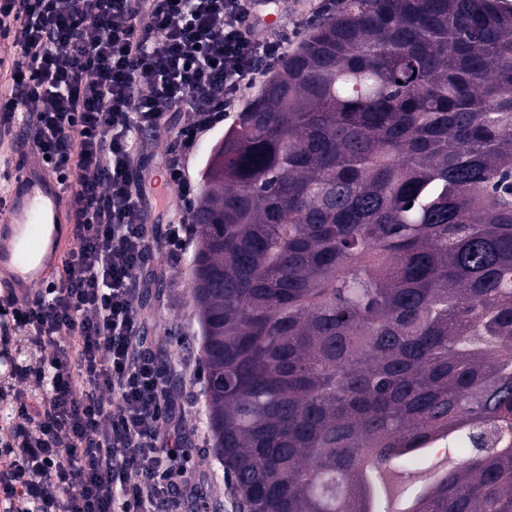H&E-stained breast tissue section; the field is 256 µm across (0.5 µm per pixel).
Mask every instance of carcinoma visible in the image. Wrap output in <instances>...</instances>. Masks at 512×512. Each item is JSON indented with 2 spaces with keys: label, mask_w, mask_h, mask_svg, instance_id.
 I'll return each instance as SVG.
<instances>
[{
  "label": "carcinoma",
  "mask_w": 512,
  "mask_h": 512,
  "mask_svg": "<svg viewBox=\"0 0 512 512\" xmlns=\"http://www.w3.org/2000/svg\"><path fill=\"white\" fill-rule=\"evenodd\" d=\"M210 154L193 224L207 427L247 512L470 448L418 512H512V10L339 0Z\"/></svg>",
  "instance_id": "carcinoma-1"
}]
</instances>
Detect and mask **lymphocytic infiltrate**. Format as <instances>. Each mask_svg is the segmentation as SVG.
<instances>
[{
  "label": "lymphocytic infiltrate",
  "instance_id": "1",
  "mask_svg": "<svg viewBox=\"0 0 512 512\" xmlns=\"http://www.w3.org/2000/svg\"><path fill=\"white\" fill-rule=\"evenodd\" d=\"M253 5L0 0V39L13 49L0 133L19 119L32 129L39 156L72 192L77 241L61 284L5 300L40 351L15 375L0 470L7 512H182L193 493L185 410L141 334L134 298L150 284L153 252L172 262L186 252L195 196L186 163L199 141L283 55ZM175 112L183 122L164 160L151 161L144 135L170 131ZM158 177L185 206L161 236L146 222Z\"/></svg>",
  "mask_w": 512,
  "mask_h": 512
}]
</instances>
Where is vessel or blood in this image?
Returning a JSON list of instances; mask_svg holds the SVG:
<instances>
[{
  "label": "vessel or blood",
  "mask_w": 512,
  "mask_h": 512,
  "mask_svg": "<svg viewBox=\"0 0 512 512\" xmlns=\"http://www.w3.org/2000/svg\"><path fill=\"white\" fill-rule=\"evenodd\" d=\"M13 188L0 195V272L25 297L44 285L48 273L68 247L59 234H47V224L64 212L39 170L11 172Z\"/></svg>",
  "instance_id": "vessel-or-blood-1"
}]
</instances>
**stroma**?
<instances>
[{"label": "stroma", "instance_id": "1", "mask_svg": "<svg viewBox=\"0 0 512 512\" xmlns=\"http://www.w3.org/2000/svg\"><path fill=\"white\" fill-rule=\"evenodd\" d=\"M150 265L162 268L163 273L148 289L147 302L140 305L144 315L142 333L153 342L163 362L171 365L170 382L186 410L189 446L198 462L190 474L196 489L194 500L199 512H243L228 488L205 424L201 325L192 299L191 267L185 261L173 264L155 258Z\"/></svg>", "mask_w": 512, "mask_h": 512}]
</instances>
